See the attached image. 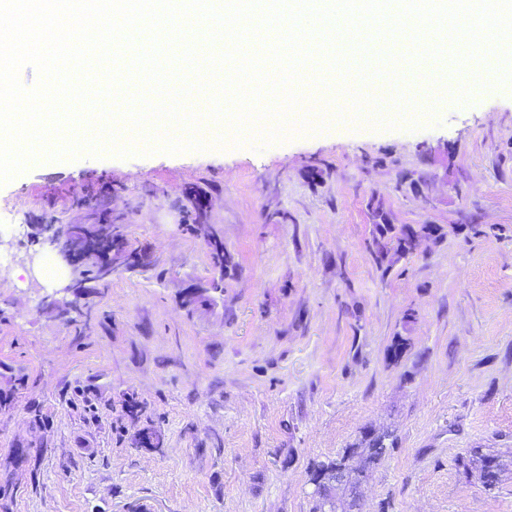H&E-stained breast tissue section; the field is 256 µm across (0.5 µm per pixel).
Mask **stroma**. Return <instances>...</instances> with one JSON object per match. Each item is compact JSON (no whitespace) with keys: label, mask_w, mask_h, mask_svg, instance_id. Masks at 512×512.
Here are the masks:
<instances>
[{"label":"stroma","mask_w":512,"mask_h":512,"mask_svg":"<svg viewBox=\"0 0 512 512\" xmlns=\"http://www.w3.org/2000/svg\"><path fill=\"white\" fill-rule=\"evenodd\" d=\"M379 62L422 93L420 128L108 148L0 185V225L105 221L131 255L73 323L45 248L0 232V512H313L310 462L368 430L393 447L364 512H512V469L489 489L469 461L512 453V81L455 105L423 63ZM378 204L441 233L382 270Z\"/></svg>","instance_id":"1"}]
</instances>
